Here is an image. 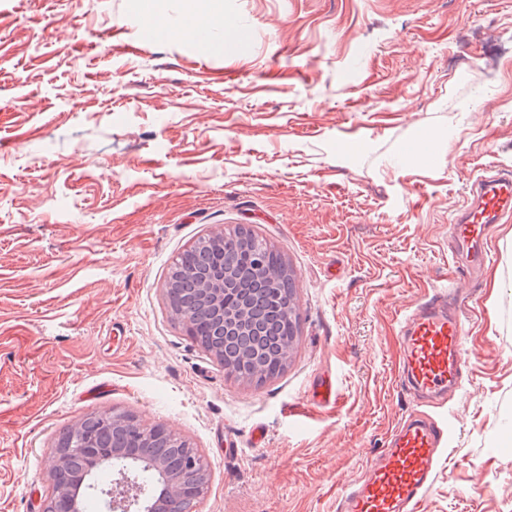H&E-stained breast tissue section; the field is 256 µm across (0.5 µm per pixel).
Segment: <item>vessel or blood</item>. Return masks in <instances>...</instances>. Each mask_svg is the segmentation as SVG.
<instances>
[{
	"instance_id": "1",
	"label": "vessel or blood",
	"mask_w": 512,
	"mask_h": 512,
	"mask_svg": "<svg viewBox=\"0 0 512 512\" xmlns=\"http://www.w3.org/2000/svg\"><path fill=\"white\" fill-rule=\"evenodd\" d=\"M470 201L459 211L452 235L470 269L489 259L487 227L512 218V172L491 170L469 187ZM467 328L454 309L451 292L435 291L403 318L398 346L401 378L428 396L455 389L467 359ZM444 430L428 420L397 426L389 448L372 459L336 495V512H420L434 480Z\"/></svg>"
}]
</instances>
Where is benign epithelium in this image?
Listing matches in <instances>:
<instances>
[{"instance_id":"1","label":"benign epithelium","mask_w":512,"mask_h":512,"mask_svg":"<svg viewBox=\"0 0 512 512\" xmlns=\"http://www.w3.org/2000/svg\"><path fill=\"white\" fill-rule=\"evenodd\" d=\"M205 292L217 316L224 318V277L211 278ZM97 420L101 427L114 432L140 430L136 419L123 414L102 413ZM73 450L83 454L85 469L80 480L73 490L60 487L55 503L45 504L42 512H86V499L91 496L98 512H169L174 501L199 500L208 485L195 449H187L179 465L160 455L132 457L116 441L99 444L96 435L85 430L80 421L58 443L49 470L52 485L59 483ZM144 474L152 475L153 482H143Z\"/></svg>"}]
</instances>
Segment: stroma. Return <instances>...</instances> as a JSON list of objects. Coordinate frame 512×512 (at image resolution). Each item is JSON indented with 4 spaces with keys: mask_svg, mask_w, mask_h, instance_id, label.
<instances>
[{
    "mask_svg": "<svg viewBox=\"0 0 512 512\" xmlns=\"http://www.w3.org/2000/svg\"><path fill=\"white\" fill-rule=\"evenodd\" d=\"M219 7L230 58L145 37L142 0H0V512H39L62 433L112 412L198 449L195 512H336L417 415L448 431L422 512H512V221L484 275L450 264L471 181L512 171V0ZM239 225L293 267L301 313L259 386L163 287ZM450 283L468 360L430 402L398 379V316Z\"/></svg>",
    "mask_w": 512,
    "mask_h": 512,
    "instance_id": "stroma-1",
    "label": "stroma"
}]
</instances>
